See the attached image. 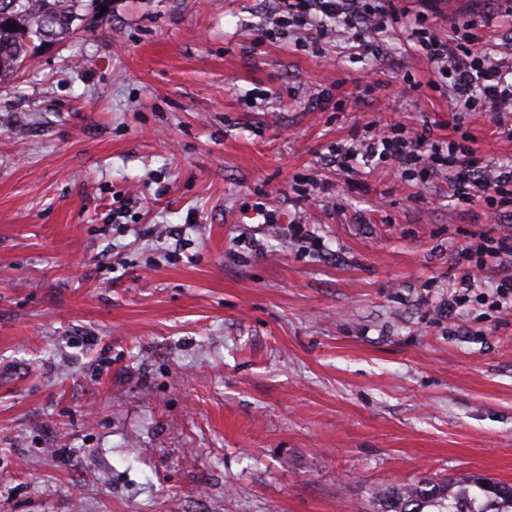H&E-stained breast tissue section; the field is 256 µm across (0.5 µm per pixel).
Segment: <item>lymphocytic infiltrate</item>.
I'll return each instance as SVG.
<instances>
[{"mask_svg": "<svg viewBox=\"0 0 512 512\" xmlns=\"http://www.w3.org/2000/svg\"><path fill=\"white\" fill-rule=\"evenodd\" d=\"M394 0H279L277 25L301 26L314 44L341 36L352 40L366 54L379 55L377 36L388 19L397 17ZM512 16V0H498L493 11L463 20L452 36L439 34L427 14L404 21L407 39L436 70L435 90L447 94L456 113L454 137L434 139L430 129L383 130L359 140L367 155L390 162L405 179L438 173L448 174V190L457 204H481L491 218H512V164L485 158L477 139L464 128L467 113L475 109L492 113L494 122L512 110V62L498 43L483 38L500 17ZM466 264L448 284V305L456 307L464 296L478 290V270L491 257L508 266L496 285L491 303L500 312L512 311V227L483 234L479 243L460 251Z\"/></svg>", "mask_w": 512, "mask_h": 512, "instance_id": "1", "label": "lymphocytic infiltrate"}]
</instances>
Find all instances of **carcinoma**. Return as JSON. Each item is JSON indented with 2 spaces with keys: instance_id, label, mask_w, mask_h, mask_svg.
I'll return each mask as SVG.
<instances>
[{
  "instance_id": "1",
  "label": "carcinoma",
  "mask_w": 512,
  "mask_h": 512,
  "mask_svg": "<svg viewBox=\"0 0 512 512\" xmlns=\"http://www.w3.org/2000/svg\"><path fill=\"white\" fill-rule=\"evenodd\" d=\"M101 0H0V80L30 57L34 40L59 42L79 12ZM378 512H512V485L485 478H423L378 495Z\"/></svg>"
}]
</instances>
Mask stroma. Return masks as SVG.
I'll return each mask as SVG.
<instances>
[{
  "mask_svg": "<svg viewBox=\"0 0 512 512\" xmlns=\"http://www.w3.org/2000/svg\"><path fill=\"white\" fill-rule=\"evenodd\" d=\"M105 6L0 82V512H376L426 476L512 483V313L447 306L485 210L442 174L334 162L354 132L452 131L400 27L375 58L262 38L276 0ZM433 6L444 33L491 3ZM464 124L512 161L489 114Z\"/></svg>",
  "mask_w": 512,
  "mask_h": 512,
  "instance_id": "1",
  "label": "stroma"
}]
</instances>
